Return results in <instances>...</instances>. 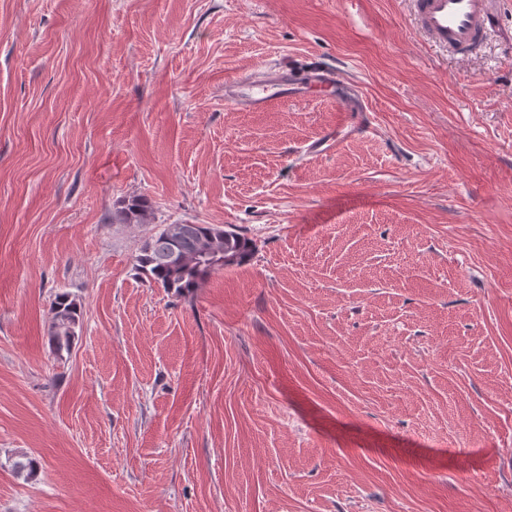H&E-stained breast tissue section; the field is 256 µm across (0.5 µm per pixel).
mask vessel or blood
I'll return each mask as SVG.
<instances>
[{
  "mask_svg": "<svg viewBox=\"0 0 512 512\" xmlns=\"http://www.w3.org/2000/svg\"><path fill=\"white\" fill-rule=\"evenodd\" d=\"M491 4L492 0H414L421 34L463 55L481 46ZM316 90L332 94L348 111L360 109L353 80L317 63L310 64L300 77L292 68L269 64L225 79L224 100L239 110L256 112L273 101L303 99Z\"/></svg>",
  "mask_w": 512,
  "mask_h": 512,
  "instance_id": "obj_1",
  "label": "vessel or blood"
}]
</instances>
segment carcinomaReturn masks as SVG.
Here are the masks:
<instances>
[{"label": "carcinoma", "instance_id": "obj_1", "mask_svg": "<svg viewBox=\"0 0 512 512\" xmlns=\"http://www.w3.org/2000/svg\"><path fill=\"white\" fill-rule=\"evenodd\" d=\"M152 204L144 196L123 203L122 224L151 223ZM256 243L237 229L212 224H159L136 255V269L151 285L177 295L188 294L211 273L239 266L255 252ZM48 341L53 350H70L80 323V308L67 293L52 302Z\"/></svg>", "mask_w": 512, "mask_h": 512}]
</instances>
